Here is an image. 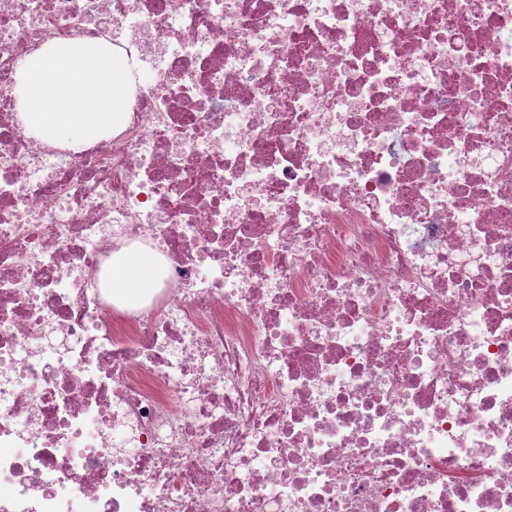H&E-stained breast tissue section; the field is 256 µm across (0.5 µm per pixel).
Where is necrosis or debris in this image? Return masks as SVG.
<instances>
[{
	"mask_svg": "<svg viewBox=\"0 0 512 512\" xmlns=\"http://www.w3.org/2000/svg\"><path fill=\"white\" fill-rule=\"evenodd\" d=\"M59 38L133 74L77 150ZM0 512H512V0H0ZM106 287L125 307H136L158 288L157 257L152 251L129 249L112 258Z\"/></svg>",
	"mask_w": 512,
	"mask_h": 512,
	"instance_id": "necrosis-or-debris-1",
	"label": "necrosis or debris"
}]
</instances>
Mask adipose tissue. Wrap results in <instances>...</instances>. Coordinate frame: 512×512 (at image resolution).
<instances>
[{
    "mask_svg": "<svg viewBox=\"0 0 512 512\" xmlns=\"http://www.w3.org/2000/svg\"><path fill=\"white\" fill-rule=\"evenodd\" d=\"M106 286L113 299L122 305H140L158 286L155 253L129 249L113 257L106 273Z\"/></svg>",
    "mask_w": 512,
    "mask_h": 512,
    "instance_id": "1",
    "label": "adipose tissue"
}]
</instances>
